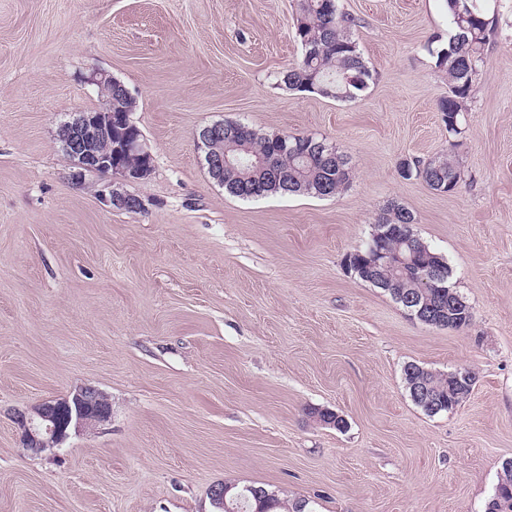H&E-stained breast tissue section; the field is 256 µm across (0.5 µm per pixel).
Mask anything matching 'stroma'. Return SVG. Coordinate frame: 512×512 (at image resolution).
<instances>
[{
	"mask_svg": "<svg viewBox=\"0 0 512 512\" xmlns=\"http://www.w3.org/2000/svg\"><path fill=\"white\" fill-rule=\"evenodd\" d=\"M463 133L437 110L444 0H340L373 74L339 101L279 86L298 62L295 0H0V512H214L212 485H262L304 512H485L512 460V0ZM121 81L152 153L126 183L143 211L72 185L57 133ZM326 139L351 177L331 197L229 195L203 127ZM456 159L440 193L403 160ZM471 305L460 330L411 318L348 270L391 204ZM415 363L477 381L454 410L416 406ZM103 391L111 419L23 447L15 408ZM345 419L325 426L311 410Z\"/></svg>",
	"mask_w": 512,
	"mask_h": 512,
	"instance_id": "stroma-1",
	"label": "stroma"
}]
</instances>
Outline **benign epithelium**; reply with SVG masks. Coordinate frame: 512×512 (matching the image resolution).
Listing matches in <instances>:
<instances>
[{"label": "benign epithelium", "instance_id": "1", "mask_svg": "<svg viewBox=\"0 0 512 512\" xmlns=\"http://www.w3.org/2000/svg\"><path fill=\"white\" fill-rule=\"evenodd\" d=\"M100 93L106 95L107 105L96 112H76L64 122L58 131V141L74 165L69 174L71 183L82 186L88 172L111 174L125 180L138 179L151 170L152 154L143 139L135 136L122 142L121 149L141 158L143 165L136 172L112 163V157L101 152L99 143L112 138L113 130H125L134 126L128 112L112 111V89L115 78L106 73L92 77ZM100 196L108 205L115 203L123 209H143L140 197L108 183L100 190ZM112 403L97 388L82 387L74 393L59 398L47 399L30 409H16L12 420L21 433L23 445L34 448L45 443L61 446L70 432L92 430L109 421Z\"/></svg>", "mask_w": 512, "mask_h": 512}]
</instances>
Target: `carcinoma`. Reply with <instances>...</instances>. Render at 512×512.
Returning a JSON list of instances; mask_svg holds the SVG:
<instances>
[{"mask_svg": "<svg viewBox=\"0 0 512 512\" xmlns=\"http://www.w3.org/2000/svg\"><path fill=\"white\" fill-rule=\"evenodd\" d=\"M295 38L303 51L302 59L288 68L280 78L290 90L318 93L337 100H356L364 95L372 81L353 36L356 21L343 12L339 0H296ZM452 31L447 47L436 54L438 67L448 75V95L438 101V112L448 133L460 135L465 122V105L470 97L478 70L484 63V49L496 26V17L477 5V0H445ZM286 150L277 135H262L249 125L224 122V137L202 144L203 152L224 154V190L241 199L281 193L331 197L349 181L350 171L345 156L323 139L310 135H290ZM403 176L420 177L433 190L443 186L454 192L462 180L460 167L443 157L433 162L415 160L401 164ZM377 223L394 226L384 247L389 254L410 259L366 274L360 257H351L348 269L359 280L377 286L398 304L402 295H417L416 306L427 312H443L446 329L460 330L473 320L467 301L449 299L436 288H421L417 275L426 266L438 262L442 255L432 251L413 230L415 217L399 204L388 206ZM407 389L415 387L427 392L438 406L437 413L454 410L471 392L475 374L456 380L453 374L435 373L415 363L404 367ZM229 512H286L288 506L274 491H266L261 500L240 499L228 504ZM486 512H512V474H505L500 492L490 498Z\"/></svg>", "mask_w": 512, "mask_h": 512, "instance_id": "obj_1", "label": "carcinoma"}]
</instances>
